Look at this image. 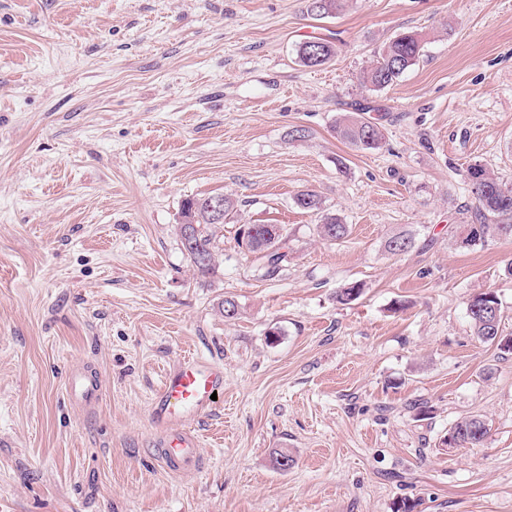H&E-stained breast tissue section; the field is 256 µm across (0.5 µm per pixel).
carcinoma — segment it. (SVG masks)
<instances>
[{
	"instance_id": "obj_1",
	"label": "carcinoma",
	"mask_w": 512,
	"mask_h": 512,
	"mask_svg": "<svg viewBox=\"0 0 512 512\" xmlns=\"http://www.w3.org/2000/svg\"><path fill=\"white\" fill-rule=\"evenodd\" d=\"M342 0H308L307 12L316 20L330 18L341 8ZM421 40L415 33L396 35L377 52L371 64L363 71L361 82L375 90L396 83L419 59ZM336 53L335 46L323 39L308 40L297 50L299 62L306 67H319L327 63ZM336 135L357 150H376L382 145V135L376 125L359 119L347 118L336 122ZM467 183L474 199V224H458L453 227L455 237L462 238L468 247L483 244L497 236H512V186L500 182L482 165L473 164L467 170ZM212 195L186 199L181 215L188 220L180 225V234L190 232V246L183 247L191 265L201 274L214 270L216 249L210 227L213 222L208 213V200ZM295 203L310 212H320L322 203L313 191L297 195ZM318 234L328 241H339L348 235V225L333 215L320 216L316 225ZM288 233L283 224H243L238 229L237 243L255 255L256 260L273 276L288 263ZM414 239L404 233L396 234L385 242L388 253L398 255L412 248ZM484 297L474 296L467 306L468 317L475 336L488 344H495L504 317L503 309L491 312L480 307ZM451 429L456 431L467 446L483 443L488 428L478 416L464 417L456 421Z\"/></svg>"
}]
</instances>
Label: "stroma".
Masks as SVG:
<instances>
[{
    "mask_svg": "<svg viewBox=\"0 0 512 512\" xmlns=\"http://www.w3.org/2000/svg\"><path fill=\"white\" fill-rule=\"evenodd\" d=\"M403 32L418 63L361 86ZM314 37L337 52L308 68ZM347 116L381 148L338 139ZM475 163L512 186V0H346L320 21L307 0H0V512H512V352L467 315L495 292L512 336V237L448 234ZM307 190L346 239L319 237ZM214 193L238 207L203 276L178 222ZM243 224L286 225L278 275ZM400 232L414 248L388 254ZM186 356L224 389L188 420L204 465L182 476L151 407ZM76 371L102 401L71 396ZM470 415L484 442L448 447ZM320 48L319 56H313L311 50ZM336 53L335 46L323 39L308 40L301 43L297 50L299 62L305 67H319L327 63ZM336 135L357 150L367 151L379 149L382 135L376 125L368 121L347 118L336 122Z\"/></svg>",
    "mask_w": 512,
    "mask_h": 512,
    "instance_id": "obj_1",
    "label": "stroma"
}]
</instances>
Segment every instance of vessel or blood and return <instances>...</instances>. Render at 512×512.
<instances>
[{
	"mask_svg": "<svg viewBox=\"0 0 512 512\" xmlns=\"http://www.w3.org/2000/svg\"><path fill=\"white\" fill-rule=\"evenodd\" d=\"M224 386L223 370L209 362L185 358L166 372L152 404L155 423L167 426L169 433L160 450L159 461L171 473H194L200 468L198 440L184 429L187 417L210 407L211 396ZM70 392L91 404L102 396L97 378L83 373L72 375Z\"/></svg>",
	"mask_w": 512,
	"mask_h": 512,
	"instance_id": "1",
	"label": "vessel or blood"
}]
</instances>
